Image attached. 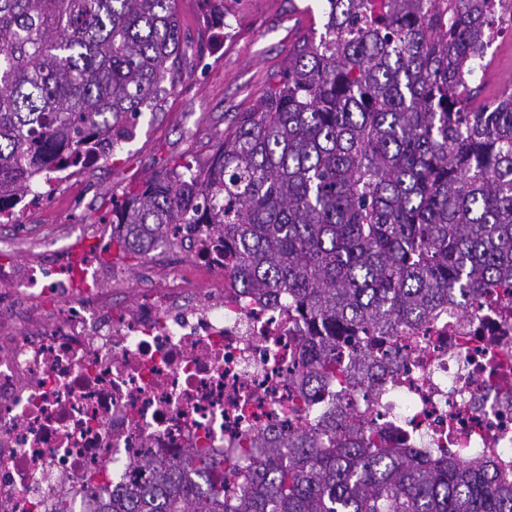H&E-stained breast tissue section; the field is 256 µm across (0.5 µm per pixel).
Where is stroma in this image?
Returning <instances> with one entry per match:
<instances>
[{"label":"stroma","instance_id":"1","mask_svg":"<svg viewBox=\"0 0 512 512\" xmlns=\"http://www.w3.org/2000/svg\"><path fill=\"white\" fill-rule=\"evenodd\" d=\"M323 5V0H234L232 35L211 39L203 55L183 59L174 92L161 109L141 112L133 138L113 155L61 172L47 198L19 204L15 223L0 224V254L37 261L74 245L89 246L101 290L114 304L134 306L150 284L146 270L163 278L168 269L152 252L125 260V276L112 277V230L104 219L111 216L113 201L175 161L204 165L232 130L236 114L257 104L287 68L296 40L322 28ZM488 57L487 100L512 87V31L496 36Z\"/></svg>","mask_w":512,"mask_h":512}]
</instances>
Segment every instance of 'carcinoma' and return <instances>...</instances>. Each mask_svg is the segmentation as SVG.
I'll use <instances>...</instances> for the list:
<instances>
[{"label":"carcinoma","mask_w":512,"mask_h":512,"mask_svg":"<svg viewBox=\"0 0 512 512\" xmlns=\"http://www.w3.org/2000/svg\"><path fill=\"white\" fill-rule=\"evenodd\" d=\"M177 0H0V220L88 149L113 153L174 89ZM230 35L224 0H202ZM323 32L236 118L203 167L177 161L112 206V244L145 256L205 224L244 296L302 325L318 390L374 385L388 366L336 365L340 336L390 339L512 286V92L474 107L509 0H324ZM357 415L250 434L226 466L208 448L142 453L151 481L100 512H512L493 460L385 448Z\"/></svg>","instance_id":"1"}]
</instances>
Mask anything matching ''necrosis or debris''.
<instances>
[{
    "mask_svg": "<svg viewBox=\"0 0 512 512\" xmlns=\"http://www.w3.org/2000/svg\"><path fill=\"white\" fill-rule=\"evenodd\" d=\"M170 242L224 271L205 228ZM73 259L0 264V282L16 286L0 293V311L29 298L49 305L30 335L0 328V512H98L113 486L147 479L136 450L168 459L209 448L235 460L251 431L323 410L321 400L296 407L300 331L286 311L228 283L193 294L172 274L126 310L103 304ZM396 343L403 383L352 397L388 447L450 448L512 472V297L449 306ZM98 468L103 480L89 484Z\"/></svg>",
    "mask_w": 512,
    "mask_h": 512,
    "instance_id": "4bbe7bcc",
    "label": "necrosis or debris"
}]
</instances>
